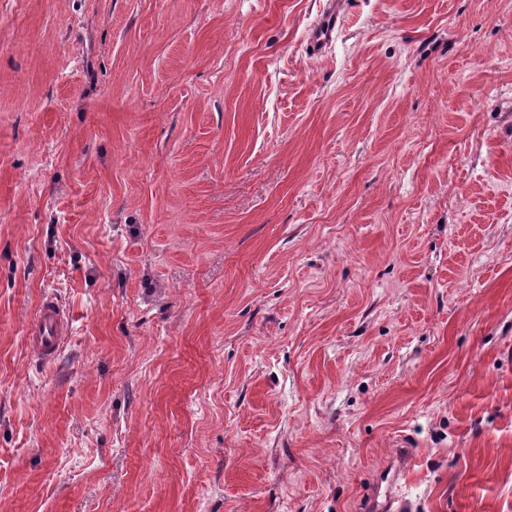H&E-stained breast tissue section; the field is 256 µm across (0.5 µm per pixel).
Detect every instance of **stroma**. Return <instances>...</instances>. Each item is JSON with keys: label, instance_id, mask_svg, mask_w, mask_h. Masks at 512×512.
Segmentation results:
<instances>
[{"label": "stroma", "instance_id": "stroma-1", "mask_svg": "<svg viewBox=\"0 0 512 512\" xmlns=\"http://www.w3.org/2000/svg\"><path fill=\"white\" fill-rule=\"evenodd\" d=\"M322 3L0 0V512H512V0ZM318 19L309 34V44L314 54L323 53L331 46L335 37L339 19V6L334 0H326ZM69 323L68 310L56 298L46 295L27 324L29 349L43 361L55 360L68 334ZM411 460L412 458L407 456L399 468H390L379 474L373 483L372 493L365 499L364 512H399L400 506L394 508V503L398 500L393 489L398 486L405 464ZM380 497L384 499L382 502L378 501Z\"/></svg>", "mask_w": 512, "mask_h": 512}]
</instances>
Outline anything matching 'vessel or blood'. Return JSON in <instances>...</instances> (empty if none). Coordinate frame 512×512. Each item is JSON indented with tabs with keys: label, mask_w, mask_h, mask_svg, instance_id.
<instances>
[{
	"label": "vessel or blood",
	"mask_w": 512,
	"mask_h": 512,
	"mask_svg": "<svg viewBox=\"0 0 512 512\" xmlns=\"http://www.w3.org/2000/svg\"><path fill=\"white\" fill-rule=\"evenodd\" d=\"M339 19L336 0H326L325 6L314 23L309 44L313 53H323L331 46ZM70 314L53 296L42 298L39 307L27 324L26 340L30 350L41 360H55L68 333ZM403 474L402 469L382 471L373 483V491L365 500L364 512H398L394 503V490Z\"/></svg>",
	"instance_id": "1"
}]
</instances>
